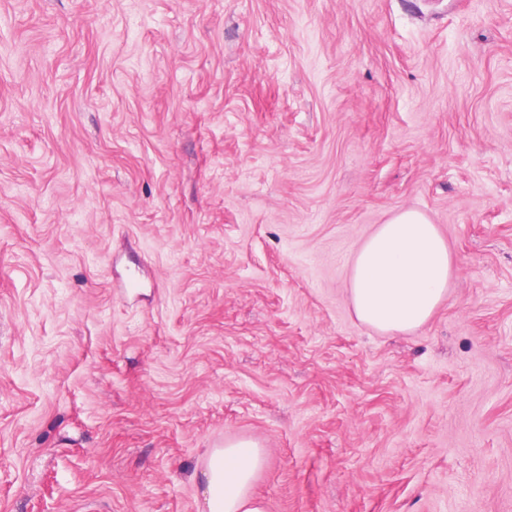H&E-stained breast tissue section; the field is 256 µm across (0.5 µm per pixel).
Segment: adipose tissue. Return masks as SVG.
<instances>
[{
  "instance_id": "1",
  "label": "adipose tissue",
  "mask_w": 512,
  "mask_h": 512,
  "mask_svg": "<svg viewBox=\"0 0 512 512\" xmlns=\"http://www.w3.org/2000/svg\"><path fill=\"white\" fill-rule=\"evenodd\" d=\"M456 276L448 244L422 212L403 210L360 244L347 293L357 318L383 333H406L427 322ZM265 465L262 448L228 440L210 449L197 470L200 512H266L252 492Z\"/></svg>"
}]
</instances>
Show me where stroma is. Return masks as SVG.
<instances>
[{
  "mask_svg": "<svg viewBox=\"0 0 512 512\" xmlns=\"http://www.w3.org/2000/svg\"><path fill=\"white\" fill-rule=\"evenodd\" d=\"M228 439L267 512H512V0H0V512H199ZM456 272L436 225L408 209L379 224L360 244L346 289L361 322L383 333H406L430 319Z\"/></svg>",
  "mask_w": 512,
  "mask_h": 512,
  "instance_id": "35a3bbf8",
  "label": "stroma"
}]
</instances>
